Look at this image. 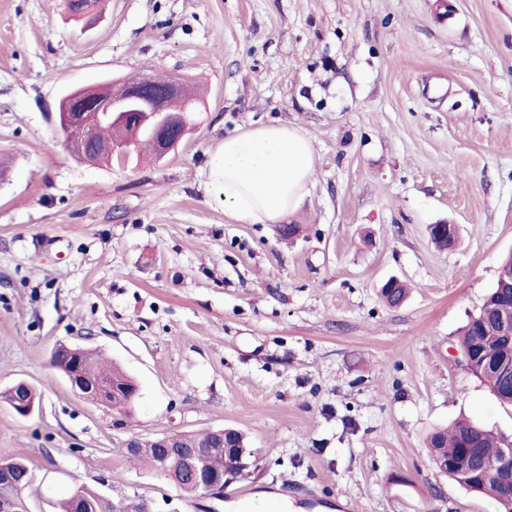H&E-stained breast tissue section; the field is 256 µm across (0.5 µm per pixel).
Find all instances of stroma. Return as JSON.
I'll list each match as a JSON object with an SVG mask.
<instances>
[{"mask_svg": "<svg viewBox=\"0 0 512 512\" xmlns=\"http://www.w3.org/2000/svg\"><path fill=\"white\" fill-rule=\"evenodd\" d=\"M152 70L201 94L175 153L93 163L53 124L60 96ZM295 125L313 182L284 223L208 204L207 149ZM449 221L460 244L439 249ZM512 254V0H0V459L25 458L31 512L72 485L152 512H499L423 444L460 418L512 436V407L455 358ZM391 277L403 304L380 298ZM101 352L139 391L116 410L49 364ZM233 427L244 495L185 502L116 459L132 436ZM17 384L15 387L11 386L0 392V402L6 403L14 412L22 417L29 416L34 410V404L30 403L29 397H26V392L29 389L30 398L35 400V391L26 383ZM14 388V391H13ZM14 393V398H13ZM14 400V401H13ZM14 405V407H13Z\"/></svg>", "mask_w": 512, "mask_h": 512, "instance_id": "35a3bbf8", "label": "stroma"}]
</instances>
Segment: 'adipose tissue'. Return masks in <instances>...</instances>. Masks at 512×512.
<instances>
[{"label":"adipose tissue","instance_id":"ef3b65f1","mask_svg":"<svg viewBox=\"0 0 512 512\" xmlns=\"http://www.w3.org/2000/svg\"><path fill=\"white\" fill-rule=\"evenodd\" d=\"M314 171L313 144L300 128L260 123L207 150L201 186L236 221L274 224L300 206Z\"/></svg>","mask_w":512,"mask_h":512}]
</instances>
